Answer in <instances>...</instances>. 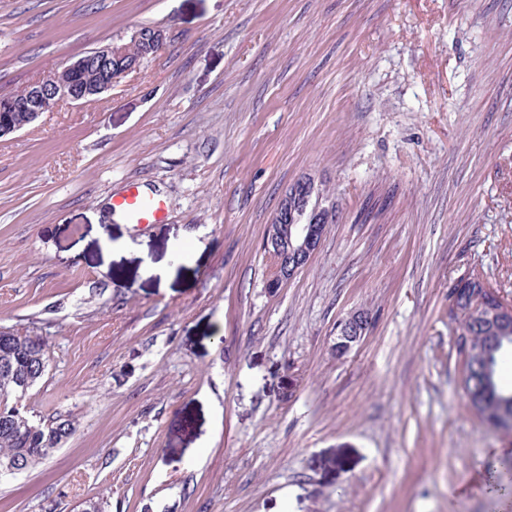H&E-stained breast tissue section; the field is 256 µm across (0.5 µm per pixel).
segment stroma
I'll use <instances>...</instances> for the list:
<instances>
[{
    "label": "stroma",
    "instance_id": "1",
    "mask_svg": "<svg viewBox=\"0 0 512 512\" xmlns=\"http://www.w3.org/2000/svg\"><path fill=\"white\" fill-rule=\"evenodd\" d=\"M143 26L101 101L0 141V330L48 340L25 404L76 426L0 512H512L448 314L470 270L512 295V0H0V93ZM304 175L336 221L272 292ZM132 183L161 222L113 218ZM368 324V315L363 311H356L342 320L337 326L336 354L344 355L359 343L366 333Z\"/></svg>",
    "mask_w": 512,
    "mask_h": 512
}]
</instances>
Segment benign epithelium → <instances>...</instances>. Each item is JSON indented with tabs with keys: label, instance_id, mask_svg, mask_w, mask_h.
I'll list each match as a JSON object with an SVG mask.
<instances>
[{
	"label": "benign epithelium",
	"instance_id": "1",
	"mask_svg": "<svg viewBox=\"0 0 512 512\" xmlns=\"http://www.w3.org/2000/svg\"><path fill=\"white\" fill-rule=\"evenodd\" d=\"M124 54L125 45L113 43L67 61L59 69L26 85V124L36 122L44 113L63 102L85 105L98 101L103 93L112 89L113 83L133 71L130 67L118 74L112 73V59ZM91 65L103 72L102 79L97 83L76 85L67 79V75ZM315 190V178L303 176L297 179L290 185V192L282 195L266 224L263 244L273 261L267 280L269 288H278L293 278L299 269L312 260L319 248L327 227L322 208L318 205L312 207L307 223L300 224L295 211L288 207V197L291 195L303 198L307 204L312 203ZM488 292L500 318L512 320V298L498 289L490 288ZM367 328L368 315L363 311H356L342 320L337 326L336 354H346L361 341Z\"/></svg>",
	"mask_w": 512,
	"mask_h": 512
}]
</instances>
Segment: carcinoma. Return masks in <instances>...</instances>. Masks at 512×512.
Masks as SVG:
<instances>
[{
    "label": "carcinoma",
    "instance_id": "1",
    "mask_svg": "<svg viewBox=\"0 0 512 512\" xmlns=\"http://www.w3.org/2000/svg\"><path fill=\"white\" fill-rule=\"evenodd\" d=\"M152 28L137 30L138 39L131 40L130 54L112 61V69L127 66L151 50L147 42ZM488 284L473 272L455 285L456 301L465 309L482 301V310L470 324L472 342L469 347L470 376L464 384L469 406L492 422L512 417V388H504L499 369L504 358L512 353V326H500L492 319L493 303L488 300ZM49 346L45 340L0 332V462L14 460L25 470L31 469L54 451L52 439L58 429L75 431L70 418L57 417L36 421L28 414L23 400L29 389L20 382L39 381L49 365Z\"/></svg>",
    "mask_w": 512,
    "mask_h": 512
}]
</instances>
